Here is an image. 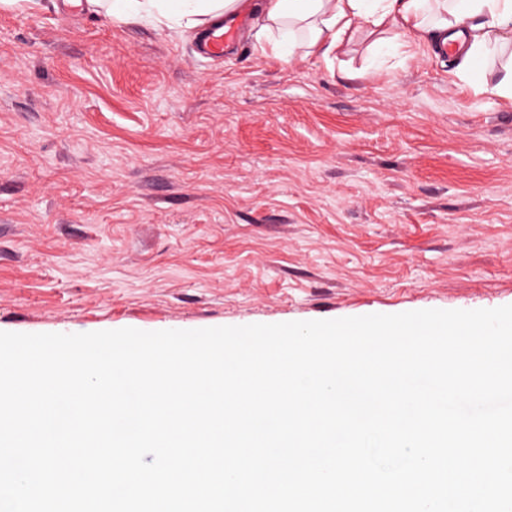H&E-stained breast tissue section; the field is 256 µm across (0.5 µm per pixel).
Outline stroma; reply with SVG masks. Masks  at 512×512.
<instances>
[{
  "mask_svg": "<svg viewBox=\"0 0 512 512\" xmlns=\"http://www.w3.org/2000/svg\"><path fill=\"white\" fill-rule=\"evenodd\" d=\"M0 7V330L512 305V102L389 26L329 55Z\"/></svg>",
  "mask_w": 512,
  "mask_h": 512,
  "instance_id": "stroma-1",
  "label": "stroma"
}]
</instances>
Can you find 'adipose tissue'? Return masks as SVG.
<instances>
[{"label": "adipose tissue", "mask_w": 512, "mask_h": 512, "mask_svg": "<svg viewBox=\"0 0 512 512\" xmlns=\"http://www.w3.org/2000/svg\"><path fill=\"white\" fill-rule=\"evenodd\" d=\"M113 21L148 20L196 30L241 12L257 15L261 52L287 59L298 45L331 49L361 26L400 24L413 34L457 42L463 74L512 101V69L492 74L488 55L512 33V0H94Z\"/></svg>", "instance_id": "1"}]
</instances>
